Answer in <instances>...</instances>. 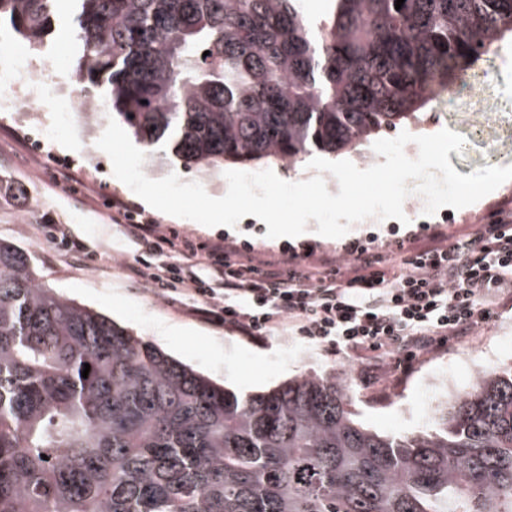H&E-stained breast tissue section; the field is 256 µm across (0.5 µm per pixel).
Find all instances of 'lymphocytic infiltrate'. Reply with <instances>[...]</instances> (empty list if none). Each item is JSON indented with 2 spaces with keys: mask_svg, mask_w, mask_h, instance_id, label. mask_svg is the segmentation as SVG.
I'll return each mask as SVG.
<instances>
[{
  "mask_svg": "<svg viewBox=\"0 0 512 512\" xmlns=\"http://www.w3.org/2000/svg\"><path fill=\"white\" fill-rule=\"evenodd\" d=\"M392 255L360 243L344 254L356 265H302L297 255L260 267L238 260V248L212 249L208 279L189 267L145 265L136 276L164 296L193 292L203 314L257 341L285 330L341 354L386 355L411 369L418 353L479 327L493 316L492 299L512 293V209L497 211L468 238Z\"/></svg>",
  "mask_w": 512,
  "mask_h": 512,
  "instance_id": "obj_1",
  "label": "lymphocytic infiltrate"
}]
</instances>
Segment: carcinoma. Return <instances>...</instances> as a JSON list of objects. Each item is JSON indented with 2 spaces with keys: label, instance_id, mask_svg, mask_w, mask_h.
Wrapping results in <instances>:
<instances>
[{
  "label": "carcinoma",
  "instance_id": "1",
  "mask_svg": "<svg viewBox=\"0 0 512 512\" xmlns=\"http://www.w3.org/2000/svg\"><path fill=\"white\" fill-rule=\"evenodd\" d=\"M76 2L81 81L202 168L354 150L512 33V0H332L314 27L301 0ZM56 5L0 0V22L35 48ZM353 400L334 375L228 392L0 241V512H512V368L417 434L364 427Z\"/></svg>",
  "mask_w": 512,
  "mask_h": 512
}]
</instances>
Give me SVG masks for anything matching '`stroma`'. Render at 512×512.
<instances>
[{"mask_svg":"<svg viewBox=\"0 0 512 512\" xmlns=\"http://www.w3.org/2000/svg\"><path fill=\"white\" fill-rule=\"evenodd\" d=\"M76 13L75 7H66L55 17L54 31L43 45L26 53L35 67L50 65L65 87L77 82L82 54ZM53 122L50 112L36 113L29 122L18 113L0 112V240L30 253L42 286L107 316L226 389L257 394L299 375L336 371L353 378L358 422L377 432L413 433L435 427L447 382L462 389L479 370L512 364L511 303L500 308L490 323L420 358L406 376L386 362L353 353L327 354L320 345L297 336L249 340L200 316L202 302L196 296L186 293L166 300L144 283L130 280L128 267L140 257L141 248L127 225L112 221V204L120 201L162 228L176 231L173 245L149 255L154 265L191 263L189 248L199 244L248 245L247 256L256 265L281 260L286 249L320 264L341 261L345 246L355 241L379 246L396 235L416 247L430 246L425 231L429 225L452 241L472 235L499 208H512V182L478 207L440 209L426 225L370 219L359 230L333 239L318 235L312 220L304 239L271 242L253 223L230 233L144 205L126 185L113 180L109 156L97 149L104 125L89 127L73 117L70 144L64 147L46 134ZM444 128L467 140L462 152L449 154L458 173L512 165V37L493 45L468 71L464 86L441 93L405 126L414 135ZM145 153L143 171L149 178L174 172L183 181L201 183L209 195L227 191L223 168L185 165L162 144L146 148ZM58 229L75 242V249L68 251L51 241V232Z\"/></svg>","mask_w":512,"mask_h":512,"instance_id":"35a3bbf8","label":"stroma"}]
</instances>
